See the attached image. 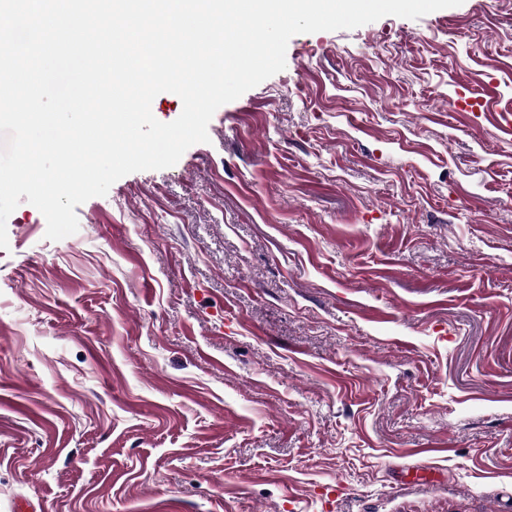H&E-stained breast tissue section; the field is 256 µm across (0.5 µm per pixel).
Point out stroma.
<instances>
[{
    "mask_svg": "<svg viewBox=\"0 0 512 512\" xmlns=\"http://www.w3.org/2000/svg\"><path fill=\"white\" fill-rule=\"evenodd\" d=\"M511 124L512 0H464L293 36L71 236L21 202L0 512H512Z\"/></svg>",
    "mask_w": 512,
    "mask_h": 512,
    "instance_id": "1",
    "label": "stroma"
}]
</instances>
